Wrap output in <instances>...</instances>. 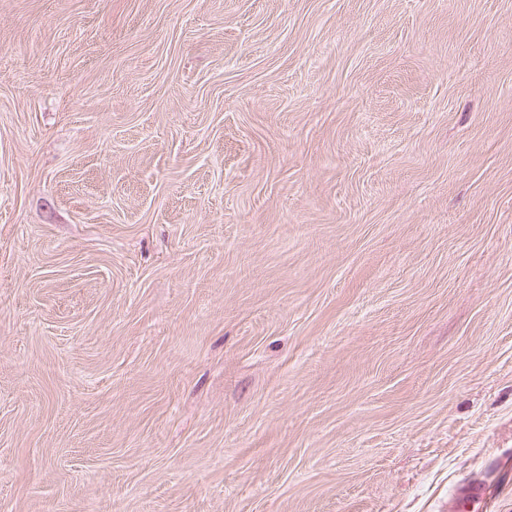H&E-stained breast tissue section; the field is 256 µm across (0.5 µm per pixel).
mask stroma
<instances>
[{
    "label": "stroma",
    "mask_w": 512,
    "mask_h": 512,
    "mask_svg": "<svg viewBox=\"0 0 512 512\" xmlns=\"http://www.w3.org/2000/svg\"><path fill=\"white\" fill-rule=\"evenodd\" d=\"M512 512V0H0V512ZM489 485L483 483L464 482L453 492L456 507L450 512L485 510V500Z\"/></svg>",
    "instance_id": "stroma-1"
}]
</instances>
